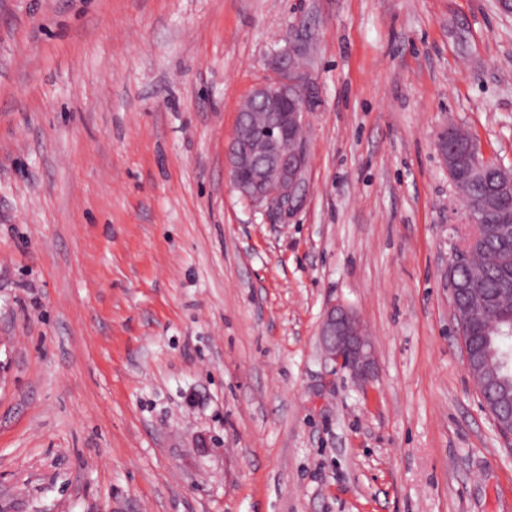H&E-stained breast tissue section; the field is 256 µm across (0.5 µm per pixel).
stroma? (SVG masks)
<instances>
[{"mask_svg": "<svg viewBox=\"0 0 512 512\" xmlns=\"http://www.w3.org/2000/svg\"><path fill=\"white\" fill-rule=\"evenodd\" d=\"M303 51L307 190L234 191ZM512 167L496 0H0V512H512L448 288V126ZM367 330L360 383L319 347ZM320 344L327 361L348 368L361 384L373 376L374 357L359 318L344 306H332L321 322Z\"/></svg>", "mask_w": 512, "mask_h": 512, "instance_id": "35a3bbf8", "label": "stroma"}]
</instances>
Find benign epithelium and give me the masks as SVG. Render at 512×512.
Here are the masks:
<instances>
[{
	"label": "benign epithelium",
	"instance_id": "1",
	"mask_svg": "<svg viewBox=\"0 0 512 512\" xmlns=\"http://www.w3.org/2000/svg\"><path fill=\"white\" fill-rule=\"evenodd\" d=\"M301 49L291 46L277 58L279 78L254 89L249 102L258 105V111L267 113L265 137L267 149L262 154L253 152L249 142L236 134L226 151V167L234 189L255 206L275 209L285 215L302 201L306 192V147L295 136L303 128L308 111L306 81L297 67ZM466 144L467 153L477 158L480 149L471 138L463 137V130L448 128L436 143L437 151L448 169L450 179L464 164V156L448 151V140ZM481 220L477 210H466V224L459 228L460 239L452 247L448 271L465 263L469 241L478 235ZM473 309H453V319L465 325L478 314L488 313V305L481 295L472 301ZM320 344L327 361L349 369L361 384L373 376L374 357L359 318L344 306H332L321 322Z\"/></svg>",
	"mask_w": 512,
	"mask_h": 512
}]
</instances>
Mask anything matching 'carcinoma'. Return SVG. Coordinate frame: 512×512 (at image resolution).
Here are the masks:
<instances>
[{
  "instance_id": "carcinoma-1",
  "label": "carcinoma",
  "mask_w": 512,
  "mask_h": 512,
  "mask_svg": "<svg viewBox=\"0 0 512 512\" xmlns=\"http://www.w3.org/2000/svg\"><path fill=\"white\" fill-rule=\"evenodd\" d=\"M496 164H482L480 176L461 186L462 192L473 198L488 194V185L496 180ZM481 235L474 245V257L470 268L461 270L456 278L473 279L480 283L479 293L497 300L502 310L512 312V236L503 230L502 213L488 208L481 213ZM467 353L478 362H491V382L481 385L484 403L491 412L497 427L507 426L512 410V335L497 336L485 332L478 319L467 328L463 336Z\"/></svg>"
}]
</instances>
